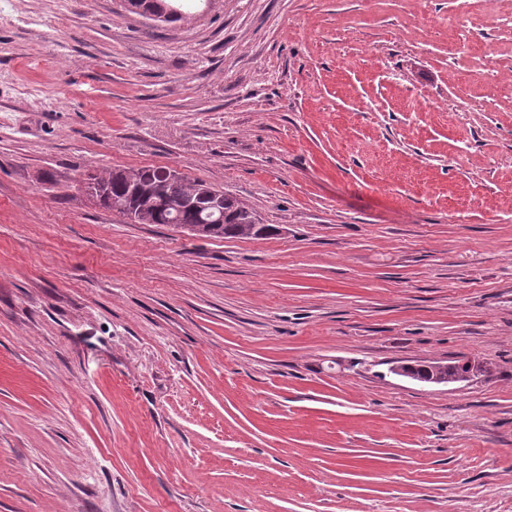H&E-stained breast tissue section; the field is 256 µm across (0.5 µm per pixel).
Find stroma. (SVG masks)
Returning a JSON list of instances; mask_svg holds the SVG:
<instances>
[{"label":"stroma","mask_w":512,"mask_h":512,"mask_svg":"<svg viewBox=\"0 0 512 512\" xmlns=\"http://www.w3.org/2000/svg\"><path fill=\"white\" fill-rule=\"evenodd\" d=\"M0 512H512V0H0ZM153 1L154 2L152 3V7L149 10H146V11L140 10L139 12H137L134 9H129V10L136 14L140 13L141 16H143L144 18H146L152 22H155V23H161V21L164 20L170 14L178 12V10L176 8L171 6L169 3H166L169 0H153ZM173 1H176V2H174V5H176L178 7L180 12L173 14L172 18L168 22H166V24L175 23L183 18L184 3H182V2H191V1H195V0H173ZM162 168H144L136 171H112L108 174H94L93 179L115 198L127 197L131 193L129 187L135 188L133 202L136 209L142 213L140 224H169L180 232L198 235L202 225L203 237L206 238H239L258 236L269 229V225L261 224L257 214L246 204L234 197L224 198L226 193L218 198L224 203V212L218 209L202 206L197 210L176 212L171 210L169 202L185 195L198 196L214 188L199 181L186 180L185 183H175L185 179L176 169L167 168L165 182ZM197 224V225H192ZM400 366H404L414 372H418L420 374H428V375H433L435 378H433L431 381L429 382H425V381H422L421 379L419 378H416L414 377L413 375H411L410 373L406 372V371H403L401 368L397 367V366H392V374L398 376V377H402V378H406V379H410L412 381H415V382H418V383H423V384H430V385H448V383H452L453 381H451L454 377V366H450L444 362H442L441 364H436V363H432V362H429L428 364L425 363V364H415V366L413 365H409V364H400ZM437 377H440V378H446L448 380H445V379H439Z\"/></svg>","instance_id":"1"}]
</instances>
